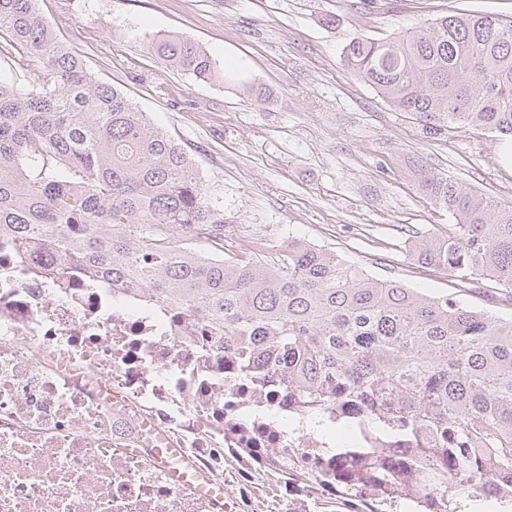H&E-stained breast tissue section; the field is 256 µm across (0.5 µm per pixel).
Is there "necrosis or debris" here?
I'll return each instance as SVG.
<instances>
[{
	"instance_id": "4bbe7bcc",
	"label": "necrosis or debris",
	"mask_w": 512,
	"mask_h": 512,
	"mask_svg": "<svg viewBox=\"0 0 512 512\" xmlns=\"http://www.w3.org/2000/svg\"><path fill=\"white\" fill-rule=\"evenodd\" d=\"M306 418L190 317L0 237V512H384ZM155 454L160 462L170 469L176 481H186L192 476L190 470L176 459L178 453L172 451V448L155 449Z\"/></svg>"
}]
</instances>
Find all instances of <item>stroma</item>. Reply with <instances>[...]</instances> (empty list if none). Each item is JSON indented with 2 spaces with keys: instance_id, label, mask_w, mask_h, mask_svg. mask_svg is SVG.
Instances as JSON below:
<instances>
[{
  "instance_id": "1",
  "label": "stroma",
  "mask_w": 512,
  "mask_h": 512,
  "mask_svg": "<svg viewBox=\"0 0 512 512\" xmlns=\"http://www.w3.org/2000/svg\"><path fill=\"white\" fill-rule=\"evenodd\" d=\"M92 78L121 89L192 158L226 224L263 241L273 263L289 241L336 252L380 279L434 295L447 276L417 268L416 239L452 219L417 188L419 156L512 204V140L467 128L429 136L343 61L356 36L381 38L459 13L512 17V0H36ZM152 34L188 37L231 75L202 82L149 53ZM253 84L264 100L240 93ZM458 293V292H455ZM460 300L512 315V290L473 283Z\"/></svg>"
}]
</instances>
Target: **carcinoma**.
Segmentation results:
<instances>
[{"mask_svg":"<svg viewBox=\"0 0 512 512\" xmlns=\"http://www.w3.org/2000/svg\"><path fill=\"white\" fill-rule=\"evenodd\" d=\"M9 50L40 63L33 88L0 82V236L38 239L89 277L142 289L204 320L245 375L269 371L304 408H353L358 431L421 448H345L336 477L412 512H457V499L512 508V316L428 295L307 242L271 266L195 248L224 241L191 158L114 86L58 42L35 0H0ZM161 63L224 78L184 36L154 38ZM347 67L423 130L512 136V20L444 16L411 34L357 36ZM419 190L448 210V234L415 242L414 260L458 288H512V205L416 159Z\"/></svg>","mask_w":512,"mask_h":512,"instance_id":"cac0c4a2","label":"carcinoma"}]
</instances>
